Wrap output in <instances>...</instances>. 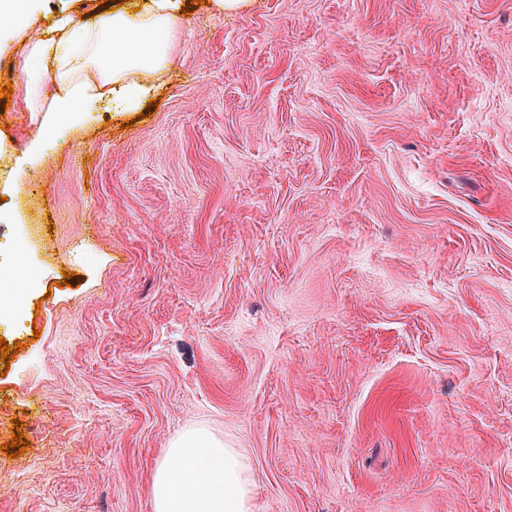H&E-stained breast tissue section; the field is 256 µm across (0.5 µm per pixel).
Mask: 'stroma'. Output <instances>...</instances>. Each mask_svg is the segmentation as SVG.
Returning a JSON list of instances; mask_svg holds the SVG:
<instances>
[{
    "instance_id": "35a3bbf8",
    "label": "stroma",
    "mask_w": 512,
    "mask_h": 512,
    "mask_svg": "<svg viewBox=\"0 0 512 512\" xmlns=\"http://www.w3.org/2000/svg\"><path fill=\"white\" fill-rule=\"evenodd\" d=\"M182 6L147 117L0 55V512H152L194 424L252 512H512V0Z\"/></svg>"
}]
</instances>
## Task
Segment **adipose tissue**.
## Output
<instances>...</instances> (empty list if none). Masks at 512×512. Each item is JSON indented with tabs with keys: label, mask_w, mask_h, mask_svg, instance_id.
<instances>
[{
	"label": "adipose tissue",
	"mask_w": 512,
	"mask_h": 512,
	"mask_svg": "<svg viewBox=\"0 0 512 512\" xmlns=\"http://www.w3.org/2000/svg\"><path fill=\"white\" fill-rule=\"evenodd\" d=\"M138 11L97 14L85 24L56 19L23 43L15 76L29 95V109L50 115L49 128H62L98 102L133 112L152 92L150 76L172 64V40L183 18L179 0H138ZM40 0H0V46L37 17ZM56 94L42 99L45 82ZM255 488L251 463L241 449L204 426L170 440L156 462L150 487L152 512H252Z\"/></svg>",
	"instance_id": "ef3b65f1"
}]
</instances>
